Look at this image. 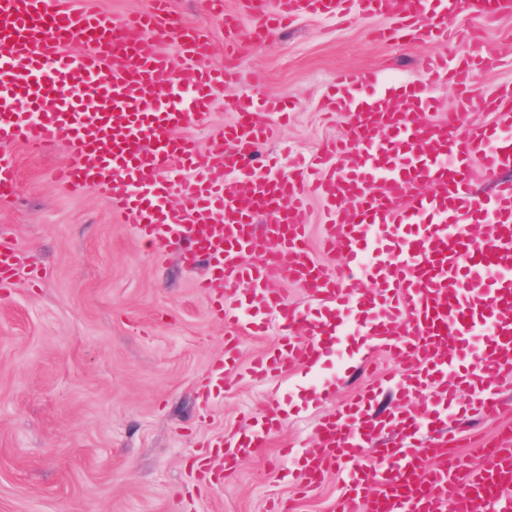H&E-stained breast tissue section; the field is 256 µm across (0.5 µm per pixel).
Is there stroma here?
<instances>
[{"mask_svg": "<svg viewBox=\"0 0 512 512\" xmlns=\"http://www.w3.org/2000/svg\"><path fill=\"white\" fill-rule=\"evenodd\" d=\"M171 8L184 25L210 31L207 63L223 66L224 27L206 0H171ZM391 24L385 15H301L256 42L242 20L236 57L254 88L216 91L207 120L185 134L207 147L235 118L225 99L254 111L276 100L287 117L275 121L261 152L283 172L294 156H313L343 135V119L325 108L339 72L358 77L365 95L381 79L427 84L434 118L458 102L446 80L424 69L429 54L489 56L475 98L512 84V12H462L439 42L373 39ZM8 151L19 190L0 202V232L13 238L24 265L46 276L36 287L21 275L0 288V512H269L291 499L296 512H332L342 493L339 468L299 491L298 463L316 444L315 427L374 374L400 376L404 365L389 352L362 350L348 323L315 366L249 378V365L277 336L261 311L254 319L262 331L238 334V369L213 386L224 337L235 331L211 316L210 297L197 286L204 268L186 269L166 246L142 241L98 194L76 196L57 184L53 172L69 159L65 144ZM206 382L212 396L205 402ZM495 385L502 417L484 418L471 393L454 403L462 426L482 437L456 446L472 466L483 462L482 441L512 424V375ZM273 410L280 429L268 447L232 473L202 481L198 466L212 463L210 443L246 434Z\"/></svg>", "mask_w": 512, "mask_h": 512, "instance_id": "35a3bbf8", "label": "stroma"}]
</instances>
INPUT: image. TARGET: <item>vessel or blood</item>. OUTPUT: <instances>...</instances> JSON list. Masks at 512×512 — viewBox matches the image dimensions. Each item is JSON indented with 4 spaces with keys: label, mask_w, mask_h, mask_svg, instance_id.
I'll list each match as a JSON object with an SVG mask.
<instances>
[{
    "label": "vessel or blood",
    "mask_w": 512,
    "mask_h": 512,
    "mask_svg": "<svg viewBox=\"0 0 512 512\" xmlns=\"http://www.w3.org/2000/svg\"><path fill=\"white\" fill-rule=\"evenodd\" d=\"M509 10L512 0H238L239 13L262 34L301 14L385 13L393 23L378 36L396 43L445 36L463 11ZM237 31V20L225 18V64L215 69L205 63L206 30H186L168 0L119 18L75 0H0V199L18 187L4 145L65 143L70 160L56 177L69 192L96 190L139 236L176 246L184 267L209 263L198 286L215 317L256 330L224 304V288L243 284L241 304L275 318L278 341L254 361L252 376L317 364L350 318L360 335L400 359L408 370L397 385L404 406L387 417L390 436L367 415L377 391L371 384L318 423L317 445L300 460L311 488L341 464L335 512H512V446L489 444L485 464L472 467L449 452L445 434L458 391L479 390V406L497 413L503 402L494 378L512 374V181L482 198L473 181L477 168L512 170V87L483 99L492 122L464 134L457 112L425 119L427 86L390 82L364 96L354 76L339 73L327 106L344 117L345 137L311 163L273 175L257 164L271 126L233 101L224 106L235 109L234 121L207 148L180 133L207 117L216 90L239 82ZM74 39L81 50L64 53ZM168 43L179 62L165 52ZM487 66L480 55L427 62L465 104ZM177 167L188 180L173 178ZM173 194L179 201L171 205ZM313 195L328 215L324 245L342 262L335 272L307 246ZM262 213L275 220L260 228ZM473 224L488 225V233L474 239ZM278 265L323 300L316 315L270 287L269 270ZM18 266L14 241L0 235V288L12 284ZM368 277L375 287H364ZM477 331L480 352L456 369ZM279 425L278 413H269L224 449L225 470L267 447Z\"/></svg>",
    "instance_id": "b4317fda"
}]
</instances>
